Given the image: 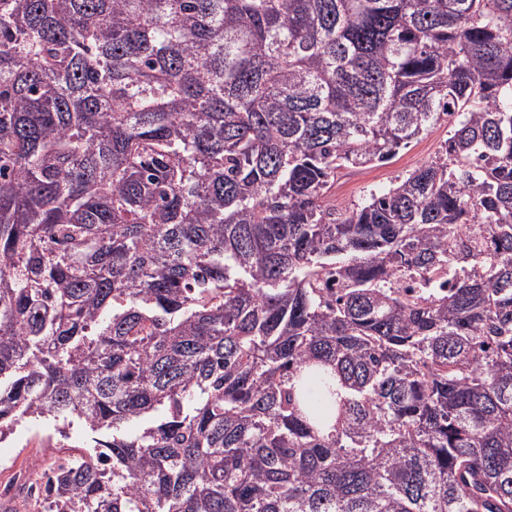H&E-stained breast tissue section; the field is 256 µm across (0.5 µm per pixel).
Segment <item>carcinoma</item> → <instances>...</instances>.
Segmentation results:
<instances>
[{
	"instance_id": "obj_1",
	"label": "carcinoma",
	"mask_w": 512,
	"mask_h": 512,
	"mask_svg": "<svg viewBox=\"0 0 512 512\" xmlns=\"http://www.w3.org/2000/svg\"><path fill=\"white\" fill-rule=\"evenodd\" d=\"M42 418L92 437L38 512H512V0H0V441ZM446 138L448 126H437L420 142L411 148L401 150L389 164L343 171L336 176V182L328 194L336 205L350 206L371 189L389 186L395 182L397 176H402L433 156Z\"/></svg>"
}]
</instances>
